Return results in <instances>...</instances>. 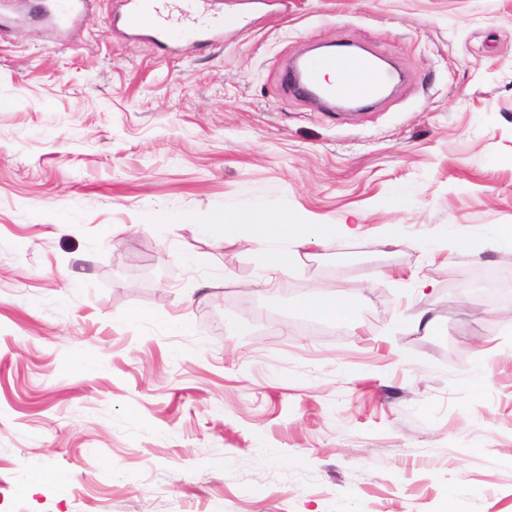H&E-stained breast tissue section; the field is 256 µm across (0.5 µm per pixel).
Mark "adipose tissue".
I'll list each match as a JSON object with an SVG mask.
<instances>
[{"label": "adipose tissue", "mask_w": 512, "mask_h": 512, "mask_svg": "<svg viewBox=\"0 0 512 512\" xmlns=\"http://www.w3.org/2000/svg\"><path fill=\"white\" fill-rule=\"evenodd\" d=\"M168 224H190L199 234L224 244L251 243L269 257L268 274L283 273L290 261V243L311 241L326 243L338 234H358L356 224H305L290 213L258 205L241 216L224 213L175 212L167 217ZM304 314L325 321L348 322L354 316L351 297L341 291L334 293L315 290L296 301Z\"/></svg>", "instance_id": "1"}]
</instances>
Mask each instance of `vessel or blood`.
<instances>
[{
	"instance_id": "vessel-or-blood-1",
	"label": "vessel or blood",
	"mask_w": 512,
	"mask_h": 512,
	"mask_svg": "<svg viewBox=\"0 0 512 512\" xmlns=\"http://www.w3.org/2000/svg\"><path fill=\"white\" fill-rule=\"evenodd\" d=\"M118 2L114 20L130 36H147L162 45L177 43L187 49L215 35L214 20L187 12L179 21H172L170 16L163 14L161 0ZM329 70L336 72V83L327 82L325 73ZM385 81L384 73L372 58L343 48L333 54L309 56L291 63L282 85L289 92L325 102L336 99L368 102L376 100Z\"/></svg>"
}]
</instances>
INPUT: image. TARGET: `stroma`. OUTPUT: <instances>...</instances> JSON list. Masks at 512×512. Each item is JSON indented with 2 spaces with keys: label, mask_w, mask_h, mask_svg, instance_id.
<instances>
[{
  "label": "stroma",
  "mask_w": 512,
  "mask_h": 512,
  "mask_svg": "<svg viewBox=\"0 0 512 512\" xmlns=\"http://www.w3.org/2000/svg\"><path fill=\"white\" fill-rule=\"evenodd\" d=\"M46 2L0 0V512H512V299L469 310L512 250L431 248L512 224V0H211L239 27L178 54ZM342 38L404 84L281 89ZM258 204L363 233L267 284L157 228ZM315 289L353 321L301 314Z\"/></svg>",
  "instance_id": "stroma-1"
}]
</instances>
